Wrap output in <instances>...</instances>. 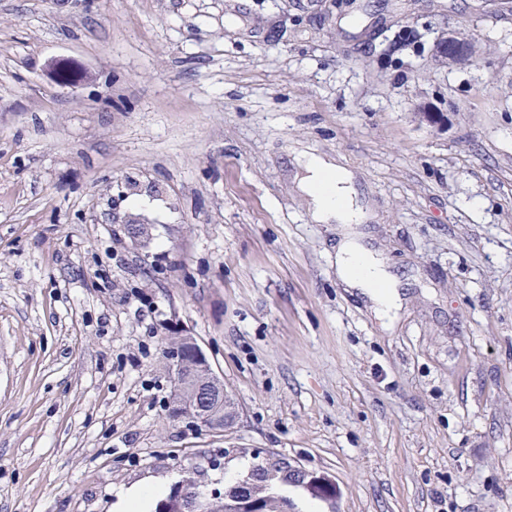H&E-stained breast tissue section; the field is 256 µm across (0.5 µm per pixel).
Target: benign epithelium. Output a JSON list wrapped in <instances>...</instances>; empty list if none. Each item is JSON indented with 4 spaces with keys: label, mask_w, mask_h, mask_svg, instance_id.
Here are the masks:
<instances>
[{
    "label": "benign epithelium",
    "mask_w": 512,
    "mask_h": 512,
    "mask_svg": "<svg viewBox=\"0 0 512 512\" xmlns=\"http://www.w3.org/2000/svg\"><path fill=\"white\" fill-rule=\"evenodd\" d=\"M438 53L445 59L462 64L477 52V44L452 33L441 38L437 44ZM167 367L172 377L173 394L171 417L187 424L197 432H221L230 430L238 412L228 401L224 391V378L216 373L199 345L197 339L188 334L175 336L167 347ZM300 484L307 491L321 498H327L331 485L329 478L316 471H304ZM179 512H201L203 502L224 504L229 494H213L203 498L197 484L186 480L175 485ZM243 512H266L263 501L257 496L254 486L246 479L239 481L233 490Z\"/></svg>",
    "instance_id": "obj_1"
}]
</instances>
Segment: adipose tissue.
<instances>
[{
  "label": "adipose tissue",
  "instance_id": "obj_1",
  "mask_svg": "<svg viewBox=\"0 0 512 512\" xmlns=\"http://www.w3.org/2000/svg\"><path fill=\"white\" fill-rule=\"evenodd\" d=\"M305 170L302 187L314 204L315 220L333 219L342 224L360 220L361 210L355 203L353 185L346 171L314 155L306 158ZM336 263L345 279L373 299L378 314L392 316L399 301L396 281L378 258L366 253L356 242L346 240L337 248Z\"/></svg>",
  "mask_w": 512,
  "mask_h": 512
}]
</instances>
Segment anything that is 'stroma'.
<instances>
[{
	"mask_svg": "<svg viewBox=\"0 0 512 512\" xmlns=\"http://www.w3.org/2000/svg\"><path fill=\"white\" fill-rule=\"evenodd\" d=\"M308 154L352 174L393 321ZM183 333L227 433L169 415ZM259 451L334 481L295 512H512V0H0V512L220 493ZM438 53L448 61L462 64L469 61L477 52V44L466 38L448 33L447 37H442L437 44ZM336 263L345 279L373 299L378 314L392 316L399 303L396 281L378 258L366 253L353 240H345L337 248ZM162 484H144L117 493L123 510L119 512H148L151 501L163 491Z\"/></svg>",
	"mask_w": 512,
	"mask_h": 512,
	"instance_id": "1",
	"label": "stroma"
}]
</instances>
